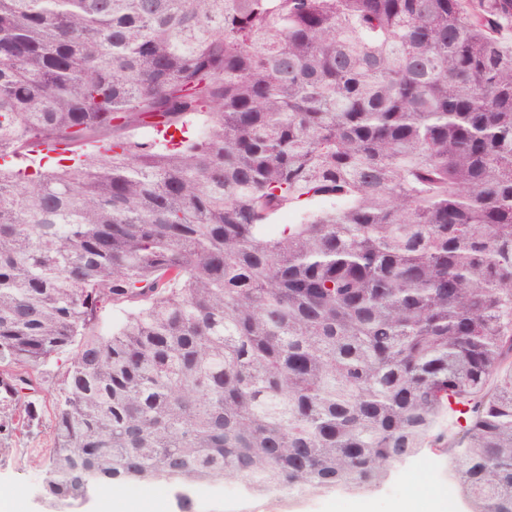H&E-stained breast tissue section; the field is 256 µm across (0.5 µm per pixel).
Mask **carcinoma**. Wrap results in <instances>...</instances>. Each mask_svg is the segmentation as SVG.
Segmentation results:
<instances>
[{"mask_svg": "<svg viewBox=\"0 0 512 512\" xmlns=\"http://www.w3.org/2000/svg\"><path fill=\"white\" fill-rule=\"evenodd\" d=\"M504 20L512 0H0V436L66 357L53 512L128 485L360 490L426 445L471 512H512Z\"/></svg>", "mask_w": 512, "mask_h": 512, "instance_id": "obj_1", "label": "carcinoma"}]
</instances>
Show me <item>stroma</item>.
<instances>
[{
	"label": "stroma",
	"mask_w": 512,
	"mask_h": 512,
	"mask_svg": "<svg viewBox=\"0 0 512 512\" xmlns=\"http://www.w3.org/2000/svg\"><path fill=\"white\" fill-rule=\"evenodd\" d=\"M63 367L60 359L40 366L45 392L36 401V418L21 432L0 438V492L22 490L23 512H48L45 473L39 462L52 445L51 390ZM423 456L434 461L433 469L423 480L413 479L420 459L413 457L395 464L383 484L360 493L330 490L303 496H260L250 493L239 481L189 491L147 485L140 496L131 499L130 505L133 512H140L146 500L152 503V512H182L187 500L191 501L193 512H357L362 506L369 512H390L394 502L414 495L421 500V512H470L468 502L461 496L446 497L435 492L436 487L454 484L453 467L447 455L428 448Z\"/></svg>",
	"instance_id": "35a3bbf8"
}]
</instances>
